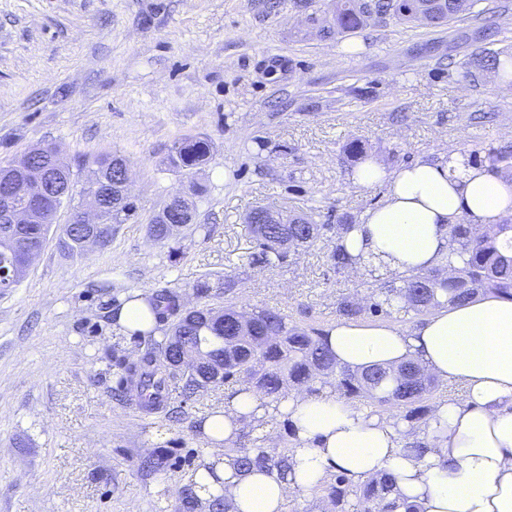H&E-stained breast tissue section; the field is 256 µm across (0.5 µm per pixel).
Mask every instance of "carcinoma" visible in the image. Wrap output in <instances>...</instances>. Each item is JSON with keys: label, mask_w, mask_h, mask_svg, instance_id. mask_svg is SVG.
<instances>
[{"label": "carcinoma", "mask_w": 512, "mask_h": 512, "mask_svg": "<svg viewBox=\"0 0 512 512\" xmlns=\"http://www.w3.org/2000/svg\"><path fill=\"white\" fill-rule=\"evenodd\" d=\"M478 0H327L324 16L308 18V31L322 39H338L355 33L383 16H391L401 24L441 27L452 24L471 13ZM508 60L498 52L475 54L474 66L499 69ZM59 154L51 145H35L25 154L23 178L38 177L42 189L25 200L38 214L30 224H18L11 229L14 243L10 247L0 241V269H11L24 262L28 249L44 247L55 224L60 208L66 206L75 213V175L70 169L58 170L50 158ZM491 168L512 177V151L488 149ZM212 145L208 138L183 135L177 138L168 155L169 167L190 171L211 163ZM130 171L125 158L105 153L96 159V168L83 181L79 194L85 195L93 185L102 181L112 187L121 180L122 172ZM205 189L192 185V196L179 218L159 212L148 225L149 235L159 243L173 238L170 225L200 235H208L205 224L196 223V199ZM134 202L123 196L106 199L101 222L94 226L63 225L57 237L58 247L69 255L85 252L82 238L99 232L105 249L112 241L117 225L134 215ZM324 225L316 223L313 215H287L283 224H250L248 230L256 250L248 255L252 264L276 266L286 261L288 251L277 241L288 238L305 249L314 244ZM355 228L353 224L336 225V242L329 258L336 272L350 268V258L340 244L341 238ZM494 295L512 300V219L488 226L482 237L474 235L469 224L448 225V256L446 263L429 270L399 277H381L368 289L365 300L350 295L336 301V314L347 320H358L366 314L383 315L397 321L426 315L445 305L462 304L474 297ZM158 321L170 323L169 332L157 337L155 330L142 333L145 349L140 360L125 366L117 373L116 393L131 390L143 398V408L149 411L166 407L171 387L180 389L189 400L211 386L245 384L271 409L261 419L244 421L239 441L222 450L246 469H259L270 476L286 480L290 471L289 437L266 446L267 435L260 428L289 424L278 418V405L295 391L317 396L320 387L329 385L338 398L348 403L360 402L380 420L403 427L402 435L413 437L412 448L424 447L419 436L426 434L434 406L429 404L439 384L419 363L408 360L398 367L374 366L360 371L336 360L327 343L323 328L300 327L288 316L272 309H251L249 335L231 334L228 321L234 319L240 305L229 300L224 303V320L211 316L209 306L184 310L178 295L163 288L149 298ZM196 350L205 364L224 365L219 381L209 383L198 374L176 365V355ZM325 499L333 512H417L416 506L396 493V479L388 473L378 474L361 483L351 482L341 473H333L321 485ZM200 501L196 490L179 492L171 512H195Z\"/></svg>", "instance_id": "cac0c4a2"}]
</instances>
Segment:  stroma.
<instances>
[{
  "label": "stroma",
  "mask_w": 512,
  "mask_h": 512,
  "mask_svg": "<svg viewBox=\"0 0 512 512\" xmlns=\"http://www.w3.org/2000/svg\"><path fill=\"white\" fill-rule=\"evenodd\" d=\"M326 0H0V161L53 144L76 179L101 154L125 155L136 213L111 245L70 256L49 243L13 291L0 294V512H166L212 450L196 425L222 408L224 388L172 395L180 420L112 397L140 338L115 323L133 293L166 287L182 304L204 276L234 280V301L280 310L302 327L336 323V301L366 293L367 276L336 273L335 227L382 198L350 176L365 156L396 170L422 155L512 149V80L463 79L475 53L512 50V0H483L497 18L452 27L392 19L344 39H301ZM203 135L211 165L165 161L174 140ZM207 189L177 247L148 223L191 183ZM264 204L322 224L314 246L280 266L250 264L244 217ZM163 454L159 473L142 460Z\"/></svg>",
  "instance_id": "stroma-1"
}]
</instances>
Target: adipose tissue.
Returning a JSON list of instances; mask_svg holds the SVG:
<instances>
[{"mask_svg":"<svg viewBox=\"0 0 512 512\" xmlns=\"http://www.w3.org/2000/svg\"><path fill=\"white\" fill-rule=\"evenodd\" d=\"M351 179L384 187L385 194L343 244L361 264L396 275L443 262L449 225L481 228L512 216V181L458 152L395 171L369 158ZM328 343L337 360L353 368L413 358L438 380L460 385L462 399L436 403L434 446L406 452L393 426L347 405L332 388L316 399L295 393L279 407L293 432L292 484L237 472L225 461L215 473L196 472L201 498L221 492L230 512H284L289 487L310 491L331 473L359 483L387 471L422 512H512V300L486 296L446 306L406 330L391 322L342 321L331 328ZM264 412L255 392L243 391L202 430L213 444L228 447L239 437L241 415Z\"/></svg>","mask_w":512,"mask_h":512,"instance_id":"1","label":"adipose tissue"}]
</instances>
